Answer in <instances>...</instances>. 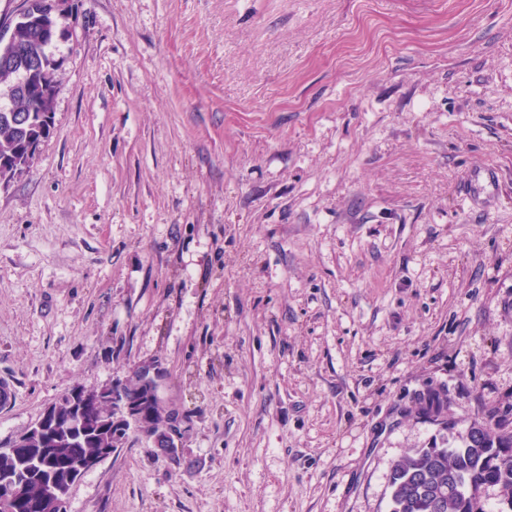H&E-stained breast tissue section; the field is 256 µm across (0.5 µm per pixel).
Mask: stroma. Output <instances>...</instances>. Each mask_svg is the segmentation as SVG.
<instances>
[{
  "label": "stroma",
  "mask_w": 512,
  "mask_h": 512,
  "mask_svg": "<svg viewBox=\"0 0 512 512\" xmlns=\"http://www.w3.org/2000/svg\"><path fill=\"white\" fill-rule=\"evenodd\" d=\"M53 129L0 184V446L163 368L68 512H388L512 424V0H57ZM497 171L489 184L485 174Z\"/></svg>",
  "instance_id": "35a3bbf8"
}]
</instances>
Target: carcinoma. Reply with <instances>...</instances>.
<instances>
[{
	"mask_svg": "<svg viewBox=\"0 0 512 512\" xmlns=\"http://www.w3.org/2000/svg\"><path fill=\"white\" fill-rule=\"evenodd\" d=\"M41 14L29 15L0 36V82L20 76L10 88V105L0 107V159L18 157L27 144L44 141L50 133L46 116L54 98L43 89L54 90V60L46 48L54 26L49 0ZM125 397L140 402L143 421L153 434L165 435L170 409L137 376L123 387ZM72 393L64 394L51 410L57 418V439L43 441L34 426L0 448V512H42L39 502L57 491L53 512H67L70 485L91 467L88 457H108L126 436L115 426L116 409L106 399L76 418ZM389 512H512V431H496L489 419H476L458 432L453 447L418 448L403 457L390 475ZM501 489L496 508L486 505L483 490Z\"/></svg>",
	"mask_w": 512,
	"mask_h": 512,
	"instance_id": "obj_1",
	"label": "carcinoma"
}]
</instances>
